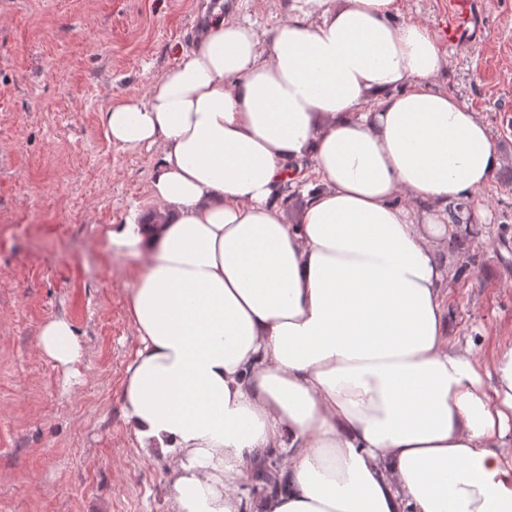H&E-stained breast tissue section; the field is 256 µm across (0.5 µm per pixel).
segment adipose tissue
<instances>
[{
	"label": "adipose tissue",
	"instance_id": "ef3b65f1",
	"mask_svg": "<svg viewBox=\"0 0 512 512\" xmlns=\"http://www.w3.org/2000/svg\"><path fill=\"white\" fill-rule=\"evenodd\" d=\"M290 9L265 35L226 0L147 98L101 114L114 143L160 151L152 213L104 231L138 260L124 418L171 464L172 512H512V336L487 359L450 342L436 260L449 200L501 154L399 0ZM38 347L82 354L62 317ZM261 450L288 482L248 503Z\"/></svg>",
	"mask_w": 512,
	"mask_h": 512
}]
</instances>
